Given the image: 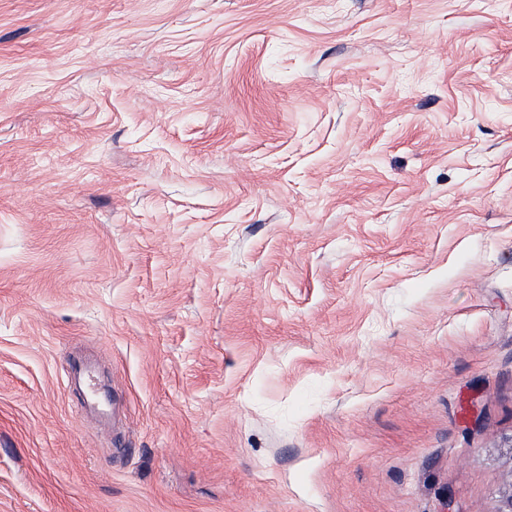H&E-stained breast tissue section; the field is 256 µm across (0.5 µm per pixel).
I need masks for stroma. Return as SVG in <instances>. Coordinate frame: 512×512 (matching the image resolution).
I'll use <instances>...</instances> for the list:
<instances>
[{
    "mask_svg": "<svg viewBox=\"0 0 512 512\" xmlns=\"http://www.w3.org/2000/svg\"><path fill=\"white\" fill-rule=\"evenodd\" d=\"M509 435L512 0H0V512H496Z\"/></svg>",
    "mask_w": 512,
    "mask_h": 512,
    "instance_id": "1",
    "label": "stroma"
}]
</instances>
